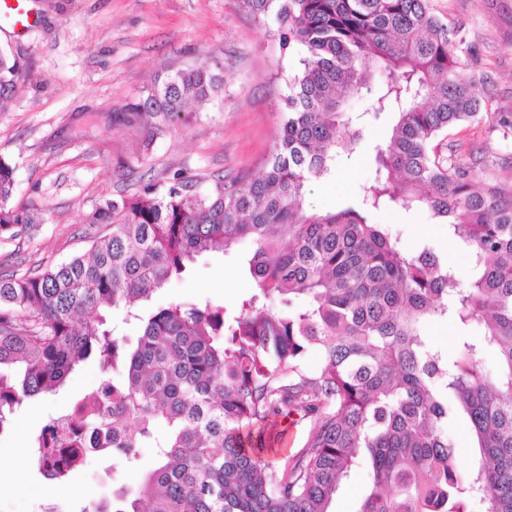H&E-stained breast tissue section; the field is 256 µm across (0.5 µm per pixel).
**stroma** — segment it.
Wrapping results in <instances>:
<instances>
[{
	"mask_svg": "<svg viewBox=\"0 0 512 512\" xmlns=\"http://www.w3.org/2000/svg\"><path fill=\"white\" fill-rule=\"evenodd\" d=\"M34 18L21 33L0 31L21 65L18 91L0 112V157L15 167L12 201L31 209L37 223L0 237V274L37 272L86 252L104 224L87 223L103 200L159 190L192 180L196 191L218 179L250 176L269 157L281 127L286 77L299 52L282 51L274 23L254 20L239 0H30ZM436 14L462 24L478 55L475 71L484 118L451 131L448 151L478 152L495 160L497 176L512 175V138L493 126L497 112H512V0H431ZM218 56L224 65L220 98L194 106L187 123L156 120L117 123L124 106L147 93L175 68ZM391 113L368 119L357 150L337 158L332 174L311 181L307 204L341 210L360 202L374 173L378 146L390 135ZM389 225L405 246L437 245L460 278L471 274L467 250L423 211L381 209L370 214ZM253 290L237 254L198 256L153 305L212 303L232 309ZM108 377L87 360L52 394L29 398L0 430V448L30 443L52 417L67 413ZM155 464L152 449L132 464L89 456L67 485L44 479L30 457L24 478L0 482V512H91L119 489L135 491Z\"/></svg>",
	"mask_w": 512,
	"mask_h": 512,
	"instance_id": "stroma-1",
	"label": "stroma"
}]
</instances>
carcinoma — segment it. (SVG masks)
Wrapping results in <instances>:
<instances>
[{"mask_svg":"<svg viewBox=\"0 0 512 512\" xmlns=\"http://www.w3.org/2000/svg\"><path fill=\"white\" fill-rule=\"evenodd\" d=\"M276 24L281 49L303 50L288 77L286 112L256 177L209 194L174 184L107 199L88 216L110 231L89 254L40 273L0 275V430L23 400L64 384L93 356L118 373L100 395L112 420L91 433L110 448H76L51 461L47 430L32 461L62 483L97 453L125 463L154 448L139 488L95 512H331L362 461L370 485L357 512H512V182L479 181L488 160L448 156V130L483 119L463 27L430 0H239ZM20 63L0 47V111L13 101ZM394 114L360 206L318 212L308 185L352 153L363 120L348 95L369 93ZM224 90L221 62L179 69L118 121L166 124L189 100ZM14 166L0 158V235L36 222L12 203ZM423 210L472 257L462 282L430 244L403 246L368 214ZM248 242L256 293L229 311L210 301L146 306L197 256ZM137 329L116 333L103 311ZM447 319L465 332L453 355L422 332ZM321 352L315 369L308 351ZM497 354L488 373L482 354ZM306 422L303 446L281 464L260 459L272 416ZM470 425L480 461L454 467L448 421Z\"/></svg>","mask_w":512,"mask_h":512,"instance_id":"carcinoma-1","label":"carcinoma"}]
</instances>
